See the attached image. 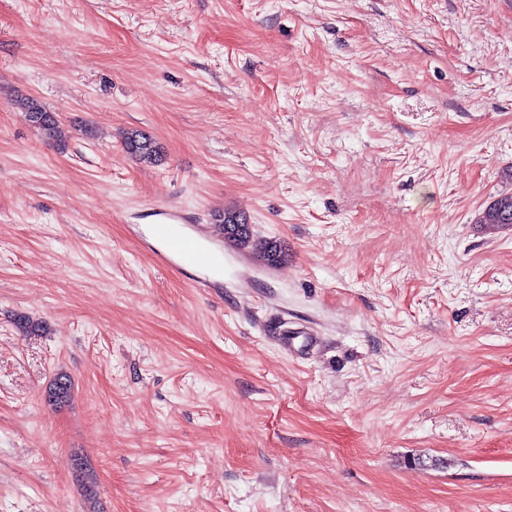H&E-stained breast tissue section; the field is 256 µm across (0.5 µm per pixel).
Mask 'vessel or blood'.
I'll return each mask as SVG.
<instances>
[{
    "label": "vessel or blood",
    "mask_w": 512,
    "mask_h": 512,
    "mask_svg": "<svg viewBox=\"0 0 512 512\" xmlns=\"http://www.w3.org/2000/svg\"><path fill=\"white\" fill-rule=\"evenodd\" d=\"M185 218L176 208L167 209L160 221L152 227V235L162 245L160 258L165 262H191L198 266H209L214 257L203 237L181 230Z\"/></svg>",
    "instance_id": "1"
}]
</instances>
